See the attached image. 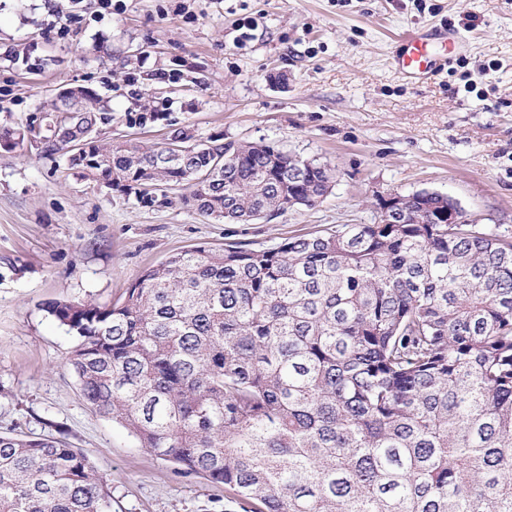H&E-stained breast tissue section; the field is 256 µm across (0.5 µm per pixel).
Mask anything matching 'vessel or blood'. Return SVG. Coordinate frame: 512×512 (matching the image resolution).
Instances as JSON below:
<instances>
[{
    "instance_id": "b4317fda",
    "label": "vessel or blood",
    "mask_w": 512,
    "mask_h": 512,
    "mask_svg": "<svg viewBox=\"0 0 512 512\" xmlns=\"http://www.w3.org/2000/svg\"><path fill=\"white\" fill-rule=\"evenodd\" d=\"M459 41L458 32L446 28L412 30L402 37L393 66L402 78L421 84L431 82L449 64L448 50Z\"/></svg>"
}]
</instances>
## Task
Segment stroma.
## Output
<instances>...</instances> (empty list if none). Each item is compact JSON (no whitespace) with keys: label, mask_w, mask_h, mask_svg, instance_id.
I'll use <instances>...</instances> for the list:
<instances>
[{"label":"stroma","mask_w":512,"mask_h":512,"mask_svg":"<svg viewBox=\"0 0 512 512\" xmlns=\"http://www.w3.org/2000/svg\"><path fill=\"white\" fill-rule=\"evenodd\" d=\"M0 0V434L86 451L113 512H242L232 491L141 448L93 412L69 361L77 345L48 303L122 299L144 268L194 246L272 248L371 224L378 198L436 191L481 227L512 233V0ZM257 26L240 42L239 24ZM457 30L465 45L430 84L395 73L405 30ZM27 62L9 57L10 49ZM110 58H102V51ZM470 73L472 86L462 75ZM92 90L99 144L263 141L332 168L311 207L248 224L211 220L159 185L140 203L46 153L61 93ZM158 108L165 119L135 124Z\"/></svg>","instance_id":"35a3bbf8"}]
</instances>
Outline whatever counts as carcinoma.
Instances as JSON below:
<instances>
[{
	"label": "carcinoma",
	"mask_w": 512,
	"mask_h": 512,
	"mask_svg": "<svg viewBox=\"0 0 512 512\" xmlns=\"http://www.w3.org/2000/svg\"><path fill=\"white\" fill-rule=\"evenodd\" d=\"M49 152L89 141L125 194L185 184L216 221L283 213L288 182L315 205L335 173L260 142L94 140L99 102ZM448 207L403 195L400 216ZM459 224H338L278 246H196L144 269L113 305L53 302L78 339L90 408L175 469L253 512H512V237ZM0 512H112L89 456L0 436Z\"/></svg>",
	"instance_id": "1"
}]
</instances>
